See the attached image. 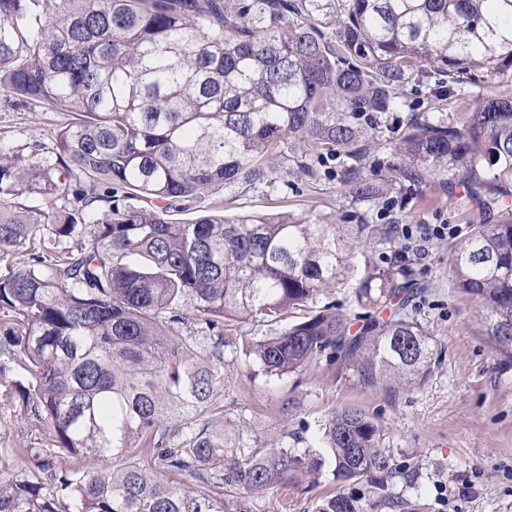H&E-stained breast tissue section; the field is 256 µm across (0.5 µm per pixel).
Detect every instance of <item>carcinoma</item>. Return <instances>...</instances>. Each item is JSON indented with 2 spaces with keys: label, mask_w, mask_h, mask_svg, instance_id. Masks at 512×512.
Instances as JSON below:
<instances>
[{
  "label": "carcinoma",
  "mask_w": 512,
  "mask_h": 512,
  "mask_svg": "<svg viewBox=\"0 0 512 512\" xmlns=\"http://www.w3.org/2000/svg\"><path fill=\"white\" fill-rule=\"evenodd\" d=\"M313 0H0V87L60 106L54 162L0 153V356L10 397L39 441L0 484V512H251V494L324 465L356 485L316 512L419 504L418 470L382 428L346 407L318 449L281 434L264 448L218 425L228 328L285 324L243 344L245 366L303 375L341 358L364 384L422 382L439 360L411 318L416 287L367 267L358 304L390 310L352 332L319 295L346 282L355 234L288 214L173 222L221 186L277 182L347 159L356 200L375 135L410 79L441 102L482 70L489 90L448 119L415 112L398 175L459 179L484 211L451 257L454 288L481 308V333L512 363V0H338L339 31ZM11 101V102H13ZM6 102V105H11ZM39 196L51 212L28 210ZM77 242V247L70 243ZM84 456L122 460L86 470ZM319 10L313 13V23L327 37L336 38L338 18L336 12L337 0H317Z\"/></svg>",
  "instance_id": "1"
}]
</instances>
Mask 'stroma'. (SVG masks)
Returning <instances> with one entry per match:
<instances>
[{
    "label": "stroma",
    "mask_w": 512,
    "mask_h": 512,
    "mask_svg": "<svg viewBox=\"0 0 512 512\" xmlns=\"http://www.w3.org/2000/svg\"><path fill=\"white\" fill-rule=\"evenodd\" d=\"M400 97L402 106L387 113L365 170L380 187L375 196L351 198L340 179L345 160L339 157L326 162L315 180L295 171L272 185L219 189L212 198L228 217L288 212L321 224L370 225L375 239L356 250L352 263L360 271L368 265L398 267L424 285L414 316L441 347L440 365L421 383L371 387L351 378L340 362L321 364L298 383L249 376L237 361L224 369V425L249 430L270 447L287 431L310 438L334 412L355 407L382 425L395 456L420 469L419 512H512V365L499 362L480 332L477 304L456 291L449 274L452 248L482 213L461 186H449L447 176L398 177L397 130L410 113L432 109L425 81L409 80ZM67 117L60 109L0 108V153L53 158L55 133ZM419 224H452L456 234L427 242L404 237V228ZM12 378L0 374V477L21 472L19 451L35 436L4 398ZM287 396L293 405H284ZM353 489L326 467L319 476L252 494L251 505L254 512H314L322 498Z\"/></svg>",
    "instance_id": "obj_1"
}]
</instances>
